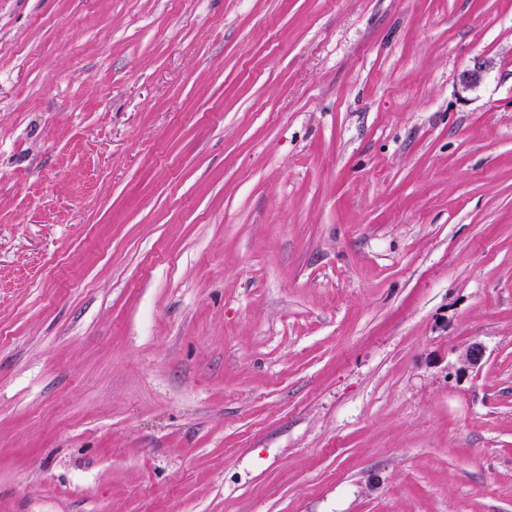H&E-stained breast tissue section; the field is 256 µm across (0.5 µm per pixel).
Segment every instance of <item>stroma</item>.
<instances>
[{"instance_id":"35a3bbf8","label":"stroma","mask_w":512,"mask_h":512,"mask_svg":"<svg viewBox=\"0 0 512 512\" xmlns=\"http://www.w3.org/2000/svg\"><path fill=\"white\" fill-rule=\"evenodd\" d=\"M0 512H512V0H0Z\"/></svg>"}]
</instances>
